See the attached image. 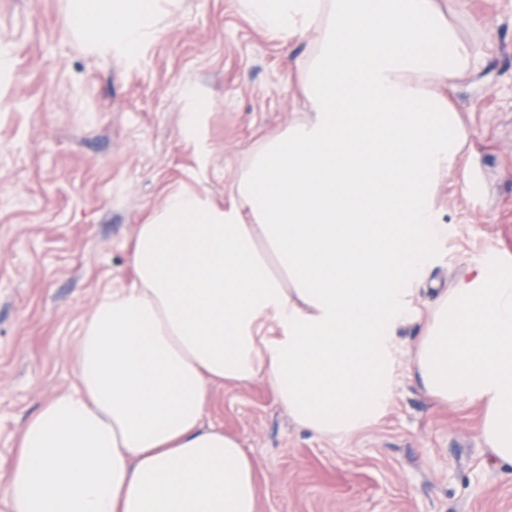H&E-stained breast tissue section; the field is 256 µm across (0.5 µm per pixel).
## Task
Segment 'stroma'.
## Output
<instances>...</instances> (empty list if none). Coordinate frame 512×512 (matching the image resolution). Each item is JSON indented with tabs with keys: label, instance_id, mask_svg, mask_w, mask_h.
Instances as JSON below:
<instances>
[{
	"label": "stroma",
	"instance_id": "obj_1",
	"mask_svg": "<svg viewBox=\"0 0 512 512\" xmlns=\"http://www.w3.org/2000/svg\"><path fill=\"white\" fill-rule=\"evenodd\" d=\"M481 63L450 91L469 131L439 184L445 281L488 249L512 254V0H439ZM69 0H0V483L26 421L75 384L99 301L133 281L131 243L171 192L228 202L247 158L305 118L286 48L237 0H167L137 62L72 33ZM201 114L194 137L186 112ZM417 330H400L382 420L343 437L296 425L267 383L222 384L203 418L236 436L260 474V512H512V470L473 414L435 406L409 379Z\"/></svg>",
	"mask_w": 512,
	"mask_h": 512
}]
</instances>
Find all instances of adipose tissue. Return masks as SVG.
<instances>
[{
	"instance_id": "1",
	"label": "adipose tissue",
	"mask_w": 512,
	"mask_h": 512,
	"mask_svg": "<svg viewBox=\"0 0 512 512\" xmlns=\"http://www.w3.org/2000/svg\"><path fill=\"white\" fill-rule=\"evenodd\" d=\"M94 48L137 60L162 0H71ZM289 47L308 117L265 138L228 203L178 191L139 225L130 287L84 323L74 387L25 425L7 512H260L240 440L206 428L211 389L266 382L300 427L349 436L410 377L475 412L512 468V255L480 254L422 302L445 252L441 172L468 133L448 90L479 53L435 0H238ZM282 334L262 336L266 321Z\"/></svg>"
}]
</instances>
